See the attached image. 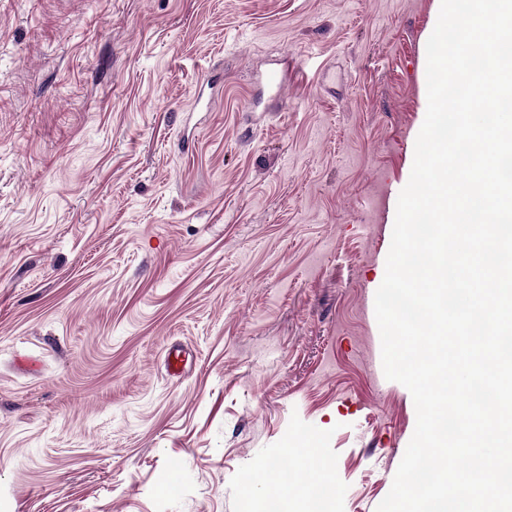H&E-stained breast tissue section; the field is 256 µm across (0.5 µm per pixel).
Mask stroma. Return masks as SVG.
Segmentation results:
<instances>
[{"label": "stroma", "instance_id": "1", "mask_svg": "<svg viewBox=\"0 0 512 512\" xmlns=\"http://www.w3.org/2000/svg\"><path fill=\"white\" fill-rule=\"evenodd\" d=\"M436 23L435 0H0V512H244L308 441L311 494L376 512L416 426L375 294ZM288 453L296 458L298 468L304 474L310 473L316 477L322 469L325 474L329 473V467L322 462L319 448L312 444H307L301 448H288Z\"/></svg>", "mask_w": 512, "mask_h": 512}]
</instances>
